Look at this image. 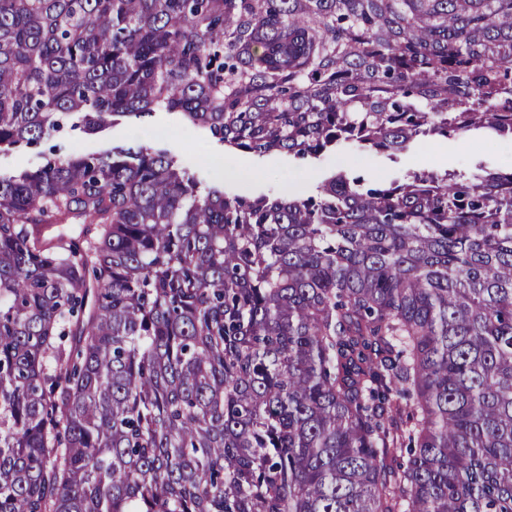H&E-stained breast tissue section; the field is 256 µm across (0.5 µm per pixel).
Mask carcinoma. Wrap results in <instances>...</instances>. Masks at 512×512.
Returning a JSON list of instances; mask_svg holds the SVG:
<instances>
[{
  "mask_svg": "<svg viewBox=\"0 0 512 512\" xmlns=\"http://www.w3.org/2000/svg\"><path fill=\"white\" fill-rule=\"evenodd\" d=\"M512 140V0H0V147ZM0 512H512V170L0 177Z\"/></svg>",
  "mask_w": 512,
  "mask_h": 512,
  "instance_id": "cac0c4a2",
  "label": "carcinoma"
}]
</instances>
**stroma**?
<instances>
[{"mask_svg": "<svg viewBox=\"0 0 512 512\" xmlns=\"http://www.w3.org/2000/svg\"><path fill=\"white\" fill-rule=\"evenodd\" d=\"M469 138L468 148L454 146L446 150L436 141L425 139L411 145L394 163L384 156L371 155L354 147L325 155L305 168L298 167L292 157L282 152L248 153L244 159L255 170V177L228 181L211 164L212 158L224 156L222 144L207 131L184 123L176 114L157 111L140 119L121 118L112 128L95 136L65 129L35 149H2L0 173L6 175L39 166L54 146L66 155L98 153L116 145H148L167 151L203 183L250 196L281 195L286 187L293 186L298 196L304 197L321 177L339 170L366 171L388 181L401 172L465 170L479 162L493 170L512 169V140L475 132L470 133Z\"/></svg>", "mask_w": 512, "mask_h": 512, "instance_id": "35a3bbf8", "label": "stroma"}]
</instances>
